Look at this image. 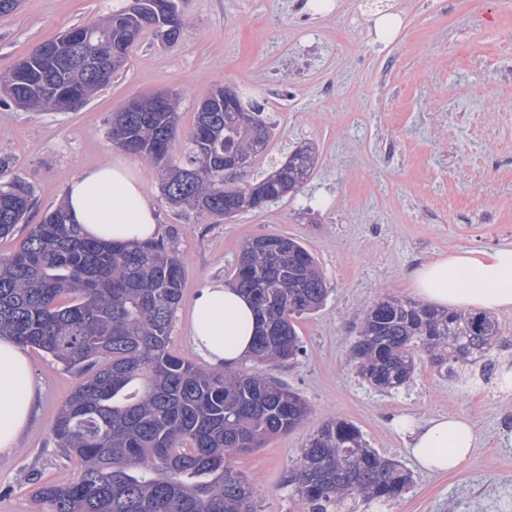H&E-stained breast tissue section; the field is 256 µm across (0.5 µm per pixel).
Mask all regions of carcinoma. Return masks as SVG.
I'll use <instances>...</instances> for the list:
<instances>
[{
	"mask_svg": "<svg viewBox=\"0 0 512 512\" xmlns=\"http://www.w3.org/2000/svg\"><path fill=\"white\" fill-rule=\"evenodd\" d=\"M154 0H133L67 48L41 43L5 76L0 93L26 110H53L78 88L85 99L108 86L114 21L158 23ZM211 95L215 111L196 114L187 161L169 163L178 123L176 98H140L142 111L112 113V144L155 165L160 188L177 206L232 218L296 193L316 165V150L298 146L271 174L224 186V158L256 159L272 127L261 107L237 90ZM288 193H283V190ZM32 194L0 187V238L26 220ZM185 269L162 240L144 244L85 237L65 207L29 225L16 249L0 256V337L35 347L78 372L81 381L51 427L58 448L81 462L75 480L39 484L38 512H257L252 483L233 459L299 426L309 407L297 392L257 369L205 371L168 348ZM232 283L254 303L257 364L295 360L302 348L294 321L318 310L329 288L314 254L299 240L268 234L240 249ZM487 315L439 310L386 296L363 312L352 345L358 375L380 392L405 386L420 354L436 373L459 381L460 365L483 362L500 337ZM411 474L370 448L361 430L327 419L292 461L288 486L307 512H337L402 494Z\"/></svg>",
	"mask_w": 512,
	"mask_h": 512,
	"instance_id": "carcinoma-1",
	"label": "carcinoma"
}]
</instances>
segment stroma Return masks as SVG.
I'll use <instances>...</instances> for the list:
<instances>
[{"mask_svg": "<svg viewBox=\"0 0 512 512\" xmlns=\"http://www.w3.org/2000/svg\"><path fill=\"white\" fill-rule=\"evenodd\" d=\"M130 0H19L0 16V75L58 33L107 16ZM181 37L168 45L146 30L123 71L70 112L0 103V181L33 194L28 224L63 199L67 183L128 158L140 170L159 217L160 238L185 267L170 351L201 369L188 338L196 293L230 280L242 243L262 234L303 242L318 258L329 295L296 320L303 351L263 371L299 393L310 414L265 448L236 458L258 512H303L287 484L289 466L327 418L355 424L382 456L412 475L389 512H512V395L492 382L468 387L439 378L421 357L399 391L371 388L351 362L362 312L384 294L411 297L408 272L448 251L512 244V0H177ZM397 28L381 35L377 11ZM236 87L264 108L274 128L247 179L262 178L301 143L317 166L294 195L223 219L169 203L148 161L113 147L109 122L130 98L156 91L178 98L169 156L184 161L200 100ZM40 389L36 414L17 447L0 455V512H36L37 484L76 478L80 466L51 439L75 373L27 348ZM460 414L480 437L458 472H423L394 419Z\"/></svg>", "mask_w": 512, "mask_h": 512, "instance_id": "obj_1", "label": "stroma"}]
</instances>
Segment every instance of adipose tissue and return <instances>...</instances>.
<instances>
[{"instance_id":"adipose-tissue-1","label":"adipose tissue","mask_w":512,"mask_h":512,"mask_svg":"<svg viewBox=\"0 0 512 512\" xmlns=\"http://www.w3.org/2000/svg\"><path fill=\"white\" fill-rule=\"evenodd\" d=\"M66 209L87 236L98 240L142 242L159 231L156 208L139 172L115 160L74 177L64 197ZM414 295L441 309L487 313L512 310V245L490 250L443 253L409 273ZM256 330L251 301L236 288L212 280L197 293L190 331L204 358L216 366L235 367L251 354ZM37 386L28 357L8 338L0 339V453L15 448L36 399ZM399 429L409 437L418 465L427 471L460 470L478 435L470 419L439 415L406 419Z\"/></svg>"}]
</instances>
